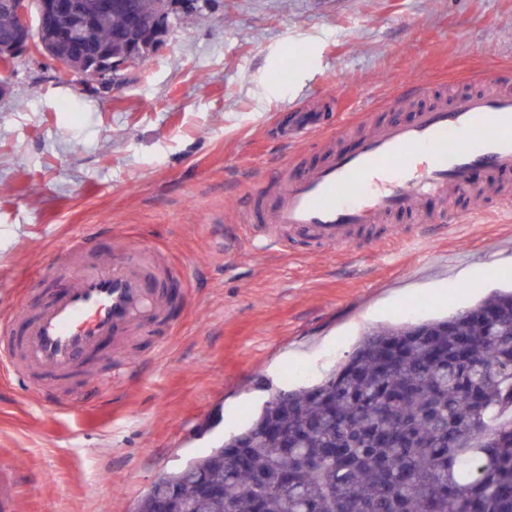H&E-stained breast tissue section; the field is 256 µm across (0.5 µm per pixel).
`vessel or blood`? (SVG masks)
<instances>
[{
    "label": "vessel or blood",
    "instance_id": "b4317fda",
    "mask_svg": "<svg viewBox=\"0 0 512 512\" xmlns=\"http://www.w3.org/2000/svg\"><path fill=\"white\" fill-rule=\"evenodd\" d=\"M512 173V91L466 93L391 121L363 138L357 150L329 151L322 162L284 175L275 189L253 192L249 230L258 247L284 253L290 238L320 248L348 249L354 232L411 213L421 198L463 193L472 172ZM128 256L78 268L64 289L43 304L25 336L0 318V369L18 378L36 373L32 391L50 411L64 410L59 391L107 336L123 338L165 313L162 285Z\"/></svg>",
    "mask_w": 512,
    "mask_h": 512
}]
</instances>
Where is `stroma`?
<instances>
[{"mask_svg": "<svg viewBox=\"0 0 512 512\" xmlns=\"http://www.w3.org/2000/svg\"><path fill=\"white\" fill-rule=\"evenodd\" d=\"M512 80V0H199L176 16L122 86L64 81L38 53L0 70V314L22 291L58 290L46 274L72 260H124L135 241L175 289L167 314L73 378L77 410L44 412L0 375V468L9 512H131L162 473L238 429L268 386L315 382L364 329L443 317L512 286V213L486 200L479 224L423 231L408 217L367 227L373 253L254 248L249 191L325 148L280 131L316 108L331 146L359 144L364 124L408 121L421 107ZM425 85L409 102L412 81Z\"/></svg>", "mask_w": 512, "mask_h": 512, "instance_id": "obj_1", "label": "stroma"}]
</instances>
